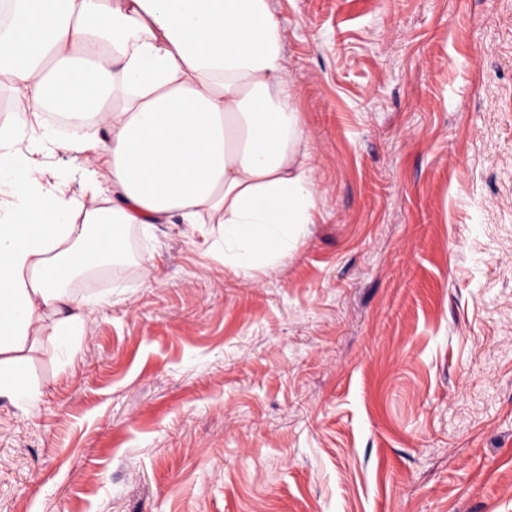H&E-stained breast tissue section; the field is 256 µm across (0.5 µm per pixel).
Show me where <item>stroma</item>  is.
Masks as SVG:
<instances>
[{
	"instance_id": "35a3bbf8",
	"label": "stroma",
	"mask_w": 512,
	"mask_h": 512,
	"mask_svg": "<svg viewBox=\"0 0 512 512\" xmlns=\"http://www.w3.org/2000/svg\"><path fill=\"white\" fill-rule=\"evenodd\" d=\"M269 6L315 223L247 276L126 227L0 397V512H512V0Z\"/></svg>"
}]
</instances>
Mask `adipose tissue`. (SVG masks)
Instances as JSON below:
<instances>
[{
  "instance_id": "ef3b65f1",
  "label": "adipose tissue",
  "mask_w": 512,
  "mask_h": 512,
  "mask_svg": "<svg viewBox=\"0 0 512 512\" xmlns=\"http://www.w3.org/2000/svg\"><path fill=\"white\" fill-rule=\"evenodd\" d=\"M0 78L17 129L88 116L79 136L0 139V396L29 392L27 347L73 345L78 276L126 259L120 229L204 224L236 268L270 269L313 221L283 38L269 0H8ZM82 145L79 187L45 160Z\"/></svg>"
}]
</instances>
